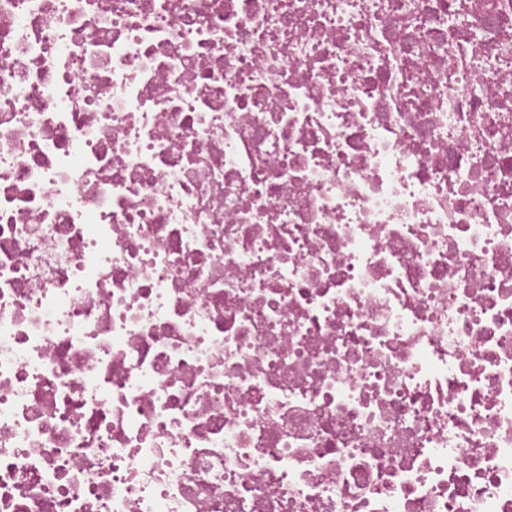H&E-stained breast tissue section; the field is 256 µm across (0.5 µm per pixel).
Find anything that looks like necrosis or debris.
Masks as SVG:
<instances>
[{"mask_svg":"<svg viewBox=\"0 0 512 512\" xmlns=\"http://www.w3.org/2000/svg\"><path fill=\"white\" fill-rule=\"evenodd\" d=\"M0 512H512V0H0Z\"/></svg>","mask_w":512,"mask_h":512,"instance_id":"1","label":"necrosis or debris"}]
</instances>
